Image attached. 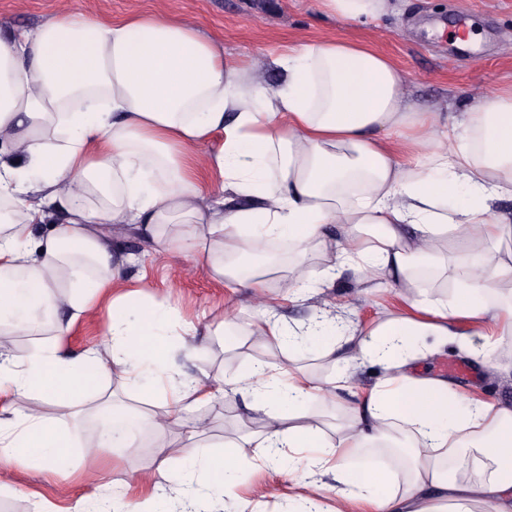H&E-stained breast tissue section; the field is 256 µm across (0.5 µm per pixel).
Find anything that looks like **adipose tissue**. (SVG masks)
Listing matches in <instances>:
<instances>
[{
  "label": "adipose tissue",
  "mask_w": 512,
  "mask_h": 512,
  "mask_svg": "<svg viewBox=\"0 0 512 512\" xmlns=\"http://www.w3.org/2000/svg\"><path fill=\"white\" fill-rule=\"evenodd\" d=\"M326 15L366 23L396 9L395 0H316ZM284 74L270 85L254 61L229 64L224 47L193 25L152 12L103 22L71 12L0 34V334L32 335L105 307L111 344L72 357L58 341L14 353L0 345V467L35 466L53 474L72 455L60 420L93 412L102 426L86 442L83 473L95 477L98 449L139 447L147 422L157 447L178 422L186 443L157 471L175 485V512H255L235 491L241 449H257L260 467L289 468L309 481L305 512L354 503L365 512H512V407L460 394L447 381L415 373L413 339L429 351L456 343L492 364L512 339V250L500 248L512 222L493 206L512 198V89L460 114L424 111L408 100L399 67L371 46L344 37L300 41L276 56ZM222 134L208 165L220 180L203 192L191 149ZM254 199L233 205L232 196ZM62 215L34 239L46 210ZM143 231L153 251L194 255L209 276L247 291L259 317L224 320V345L276 347L287 362L254 360L212 388L185 378L167 342V315L117 288L113 239ZM300 250L280 277L285 297L304 298L311 252L329 256L318 278L340 270L398 285L408 310L388 312L368 331L347 311L292 324L267 301L270 243ZM451 270L452 300L417 296L424 277ZM79 285L84 296L65 293ZM492 323L471 346L459 320ZM324 337L320 355L337 369L318 381L296 354ZM385 370L371 388L356 368ZM113 376L146 387L162 410L141 417L116 392ZM251 395L237 430L200 444L208 407L237 391ZM350 399L337 403L338 392ZM32 398L20 410L16 396ZM334 411L330 432L318 410ZM263 420L262 431L248 422ZM384 449L393 466H354Z\"/></svg>",
  "instance_id": "adipose-tissue-1"
}]
</instances>
